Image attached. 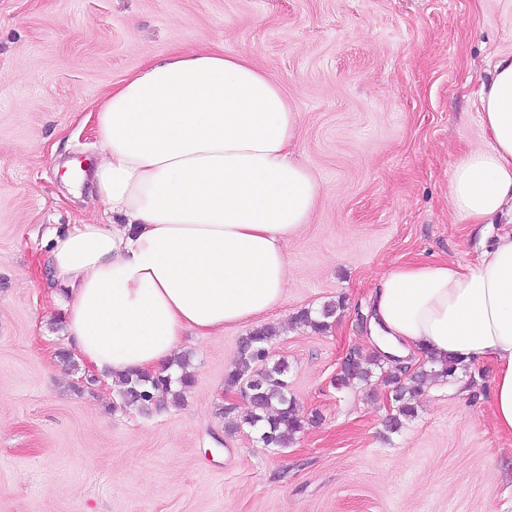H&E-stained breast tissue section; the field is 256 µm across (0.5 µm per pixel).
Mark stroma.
Wrapping results in <instances>:
<instances>
[{"label":"stroma","mask_w":512,"mask_h":512,"mask_svg":"<svg viewBox=\"0 0 512 512\" xmlns=\"http://www.w3.org/2000/svg\"><path fill=\"white\" fill-rule=\"evenodd\" d=\"M243 54L298 111L288 153L321 185L285 245V302L181 350L183 400L125 408L91 380L53 301L46 243L109 215L63 164L97 161L95 106L174 52ZM512 52V0H0V512H512V438L490 411L491 362L429 382L384 435L380 382L339 390L379 278L413 260L477 262L482 225L448 203L454 164L485 147L478 105ZM342 302L329 330L301 311ZM305 424L285 449L231 430L224 377L252 327Z\"/></svg>","instance_id":"obj_1"}]
</instances>
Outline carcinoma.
I'll list each match as a JSON object with an SVG mask.
<instances>
[{
	"mask_svg": "<svg viewBox=\"0 0 512 512\" xmlns=\"http://www.w3.org/2000/svg\"><path fill=\"white\" fill-rule=\"evenodd\" d=\"M341 307L340 302L328 303L317 315L307 310L297 320L320 333L331 327L330 319ZM278 335L277 328L268 324L242 337L235 363L224 378V383L229 386L243 384L244 397L251 406L249 413L234 420V427L238 429L246 425L258 429L259 439L268 448L289 447L304 423L296 401L288 395V364L270 355V348ZM429 363L438 365V368L428 371L420 366L402 380L398 370L385 365L379 355L354 348L338 377V388L344 389L354 382L368 384L374 377L390 387L395 413L385 420L384 432L395 434L414 417L412 400L422 392L429 377L450 382L456 378L458 362L450 360L438 364L431 359ZM180 368L182 373L175 380L163 371L154 375H125L121 380L124 406L144 412L160 406L164 397L182 398L193 385L194 374L185 362L180 363Z\"/></svg>",
	"mask_w": 512,
	"mask_h": 512,
	"instance_id": "1",
	"label": "carcinoma"
}]
</instances>
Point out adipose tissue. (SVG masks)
I'll return each mask as SVG.
<instances>
[{
	"label": "adipose tissue",
	"mask_w": 512,
	"mask_h": 512,
	"mask_svg": "<svg viewBox=\"0 0 512 512\" xmlns=\"http://www.w3.org/2000/svg\"><path fill=\"white\" fill-rule=\"evenodd\" d=\"M479 104L489 145L454 165L450 202L460 217L492 224L512 216V53L496 57ZM297 126L272 78L211 51L154 61L106 95L90 181L115 220L70 225L47 251L84 361L112 382L153 374L186 332L209 336L285 301L284 244L321 191L288 157ZM369 336L405 365L494 363L491 412L512 437V231L473 264L393 267L375 287Z\"/></svg>",
	"instance_id": "adipose-tissue-1"
}]
</instances>
